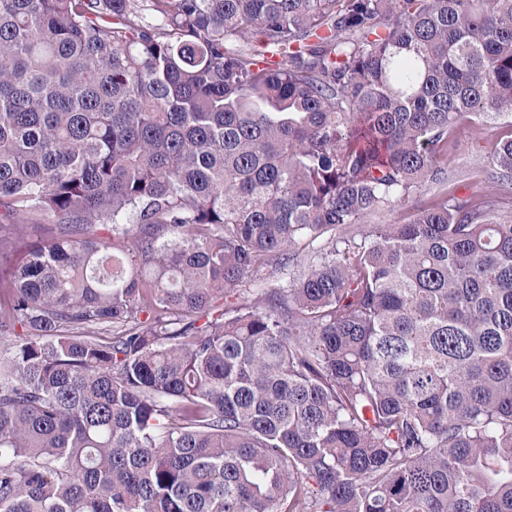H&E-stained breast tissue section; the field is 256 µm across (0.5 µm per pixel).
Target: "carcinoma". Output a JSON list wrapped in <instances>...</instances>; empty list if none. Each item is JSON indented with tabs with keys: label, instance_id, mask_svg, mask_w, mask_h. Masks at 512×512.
Here are the masks:
<instances>
[{
	"label": "carcinoma",
	"instance_id": "1",
	"mask_svg": "<svg viewBox=\"0 0 512 512\" xmlns=\"http://www.w3.org/2000/svg\"><path fill=\"white\" fill-rule=\"evenodd\" d=\"M504 115L512 0H0V512H512ZM499 131L500 129L491 126L485 127L477 134L469 128H461L458 131L456 148L448 153V173L465 176L466 180L456 182L455 187L466 184L468 188L464 190L462 186L458 187L457 194H470L476 187L488 188L485 172L489 167L490 150L497 140Z\"/></svg>",
	"mask_w": 512,
	"mask_h": 512
}]
</instances>
